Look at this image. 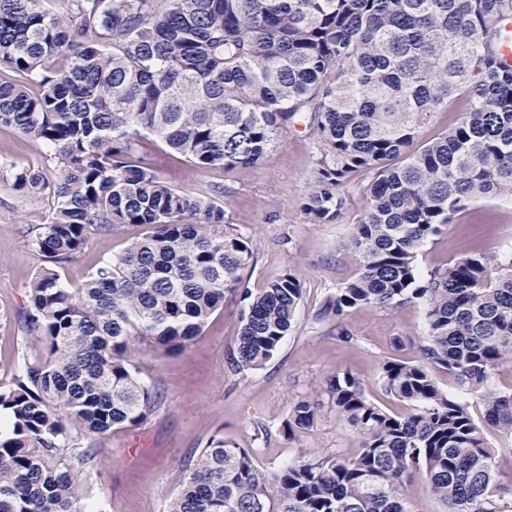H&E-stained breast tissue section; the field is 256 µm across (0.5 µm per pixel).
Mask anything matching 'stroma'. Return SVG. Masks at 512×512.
Instances as JSON below:
<instances>
[{
	"mask_svg": "<svg viewBox=\"0 0 512 512\" xmlns=\"http://www.w3.org/2000/svg\"><path fill=\"white\" fill-rule=\"evenodd\" d=\"M317 144L304 122L288 128L270 158L239 171L202 169L154 147L156 171L186 191L221 187L239 232L249 239L253 258L243 273L246 286L264 288L283 272L302 282L298 317L276 354L262 367L233 370L227 355L240 329L241 306L230 297L203 333L175 355L149 356V379L158 392L153 415L135 428L116 429L91 438L97 450L86 469L82 504L86 512H165L179 492L186 465L210 438L224 436L256 449L260 466L276 467L300 456L352 458L358 440L340 419L325 392L328 380L345 372L360 378L369 399L402 413L407 405L388 396L379 370L390 359L410 362L428 328L423 306L362 307L345 318L351 339H344L330 318H321L325 300L352 280L360 259L350 248L353 226L366 207L364 177L346 191L343 217L335 224H311L300 205L307 192ZM50 149L10 128L0 127V162L39 169L54 178ZM49 220V203L24 197L10 179L0 178V385L24 369V357L40 349L20 320L27 284L36 272L35 252L24 229ZM140 230L129 227L107 237H91L81 255L62 272L66 285L80 286L99 264L122 251ZM512 251V199L480 200L454 217L447 232L427 243L418 256L421 274L473 251ZM310 397L321 403L310 431L287 438L282 424L291 402Z\"/></svg>",
	"mask_w": 512,
	"mask_h": 512,
	"instance_id": "stroma-1",
	"label": "stroma"
}]
</instances>
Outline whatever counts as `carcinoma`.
<instances>
[{
	"mask_svg": "<svg viewBox=\"0 0 512 512\" xmlns=\"http://www.w3.org/2000/svg\"><path fill=\"white\" fill-rule=\"evenodd\" d=\"M0 0V127L53 150L59 170L0 162L17 192L52 199L25 229L38 258L21 327L42 348L0 386V512H83L82 440L134 428L157 391L140 356L184 350L231 294L243 303L230 357L240 371L273 357L302 297L291 272L254 293L252 251L224 190L164 181L148 145L204 167L267 160L288 126L318 145L301 204L310 224L338 221L344 188L366 176L351 246L359 274L322 308L341 321L363 306L424 304L417 360L387 361L390 414L349 373L330 380L336 413L357 434L351 459L300 458L277 468L222 436L186 468L167 512H412L416 478L443 512H512L491 494L485 426L512 437V391L492 384L512 361V252L471 253L420 276L423 246L477 199L512 196V67L499 44L512 0ZM35 84L39 91L31 93ZM463 94L469 110L420 142L432 113ZM145 227L79 287L61 271L89 239ZM443 369L481 391L483 420L448 396ZM318 406L294 402L285 435L312 428Z\"/></svg>",
	"mask_w": 512,
	"mask_h": 512,
	"instance_id": "obj_1",
	"label": "carcinoma"
}]
</instances>
